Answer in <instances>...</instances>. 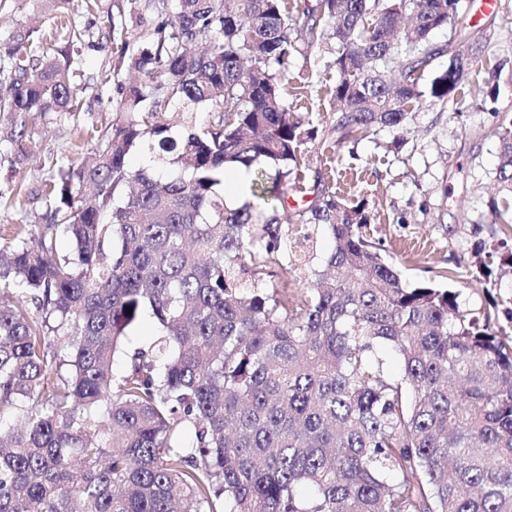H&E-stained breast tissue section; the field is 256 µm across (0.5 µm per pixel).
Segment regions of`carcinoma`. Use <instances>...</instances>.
I'll return each instance as SVG.
<instances>
[{
	"instance_id": "cac0c4a2",
	"label": "carcinoma",
	"mask_w": 512,
	"mask_h": 512,
	"mask_svg": "<svg viewBox=\"0 0 512 512\" xmlns=\"http://www.w3.org/2000/svg\"><path fill=\"white\" fill-rule=\"evenodd\" d=\"M40 2L54 27L35 17L0 42L19 159L28 119L82 109L85 30L73 0ZM129 2L114 15L82 0L118 45L114 71L137 76L93 130L95 157L45 180V223L0 228V512H512V336L453 291L405 285L360 234L367 200L321 172L298 223L276 215L318 138L281 88L297 37L334 32L326 140L341 144L402 128L426 99L447 106L479 62L499 67L488 27L457 25L461 0H317L299 30L287 0ZM495 134L491 207L512 224V120ZM136 145L177 169H130ZM260 160L283 166L252 183L264 208H228L225 171ZM321 230L333 247L315 266ZM302 271L308 287L288 293ZM146 312L162 334L114 373Z\"/></svg>"
}]
</instances>
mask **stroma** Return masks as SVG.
Here are the masks:
<instances>
[{"label":"stroma","instance_id":"obj_1","mask_svg":"<svg viewBox=\"0 0 512 512\" xmlns=\"http://www.w3.org/2000/svg\"><path fill=\"white\" fill-rule=\"evenodd\" d=\"M495 19L496 49L502 71L480 68V83L499 88L497 99H474L471 86L460 90L447 108L422 104L404 129H386L376 138L335 145L307 143L306 177L334 170L337 192L366 199L372 212L363 237L383 250L404 282L430 283L456 291L466 310L492 314L496 330L512 334V270L483 261L504 236L493 221L499 140L494 131L502 116H512V0H499ZM77 21L89 28L81 48L75 88L85 109L63 118L49 113L35 126L33 156L20 161L9 141L0 140V225L37 224L45 212L41 186L63 159L89 156L94 149L88 128L110 117L119 98L107 84L116 51L101 35V23L85 12ZM334 41L313 48L298 44L288 58L282 88L292 112L308 115L328 128L336 117L333 90L336 71L327 67ZM24 183L26 197L14 200L10 190Z\"/></svg>","mask_w":512,"mask_h":512}]
</instances>
